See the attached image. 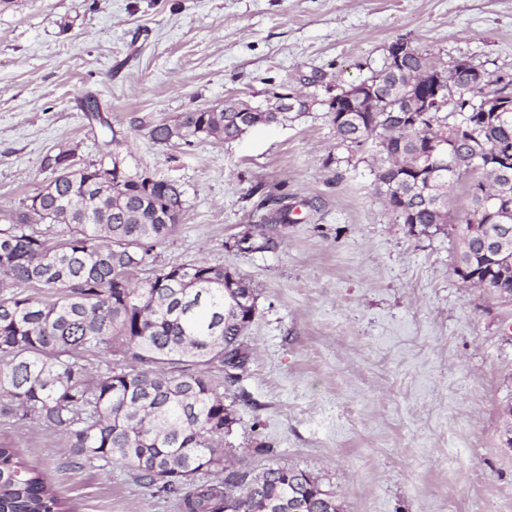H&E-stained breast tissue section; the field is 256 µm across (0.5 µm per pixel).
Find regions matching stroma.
<instances>
[{
    "label": "stroma",
    "mask_w": 512,
    "mask_h": 512,
    "mask_svg": "<svg viewBox=\"0 0 512 512\" xmlns=\"http://www.w3.org/2000/svg\"><path fill=\"white\" fill-rule=\"evenodd\" d=\"M404 40L432 63L512 76V0H0V225L56 176L97 159L112 127L131 172L176 183L180 220L152 257L235 271L255 290L249 361L224 387L235 471L317 476L342 512H512V300L464 286L459 244L419 234L377 189L370 153L338 146L322 107L224 143L161 144L178 113L274 93L324 98L380 71ZM94 96L104 122L80 108ZM287 194L278 251L234 246ZM75 512H180L121 465L72 463L64 435L0 415ZM265 453H257V446Z\"/></svg>",
    "instance_id": "stroma-1"
}]
</instances>
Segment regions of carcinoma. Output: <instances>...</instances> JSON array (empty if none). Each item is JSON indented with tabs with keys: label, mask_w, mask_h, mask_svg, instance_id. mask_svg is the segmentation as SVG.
Listing matches in <instances>:
<instances>
[{
	"label": "carcinoma",
	"mask_w": 512,
	"mask_h": 512,
	"mask_svg": "<svg viewBox=\"0 0 512 512\" xmlns=\"http://www.w3.org/2000/svg\"><path fill=\"white\" fill-rule=\"evenodd\" d=\"M428 63L416 48L402 58L401 79L414 80ZM377 112H333L322 102L338 145L361 151L376 143L375 181L386 201L399 196L412 208L419 231L448 230L464 246L454 274L481 280L503 259L465 243L464 229L448 224L434 197L448 194L469 174L471 159L499 184L501 207L512 211V109L494 120L475 111L484 89L451 76V104L427 115L393 112L400 87L377 73ZM288 92L274 94L273 111L242 114V101L193 109L154 125L157 143L204 135L230 143L242 129L270 126L303 103L280 109ZM458 114L450 124L443 113ZM467 123L471 134L451 144L446 175L432 189L416 185L420 152ZM103 142L100 158L79 163L72 149L50 158L55 179L27 197L0 226V414L32 419L68 438L80 461L129 468L136 481L173 497L181 512H341L336 496L313 474L270 467L251 477L229 471L195 485L202 471H224V429L238 423L224 405L209 368L241 369L248 352L241 337L253 321L250 284L219 264L154 267L138 281L151 251L178 224L182 192L170 180L123 169L119 153ZM265 223L249 230L250 253H273L281 240L274 224L294 223L288 195L273 199ZM36 224H64L68 238L51 243ZM38 288L49 299L26 289ZM103 356L93 369L83 355ZM0 512H72L46 474L17 448L0 447Z\"/></svg>",
	"instance_id": "carcinoma-1"
}]
</instances>
